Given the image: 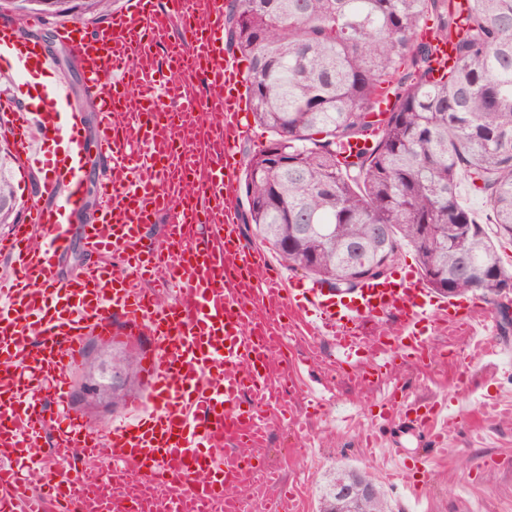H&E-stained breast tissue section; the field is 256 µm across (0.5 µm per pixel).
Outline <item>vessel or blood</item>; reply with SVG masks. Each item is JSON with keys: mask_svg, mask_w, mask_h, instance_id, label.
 I'll use <instances>...</instances> for the list:
<instances>
[{"mask_svg": "<svg viewBox=\"0 0 512 512\" xmlns=\"http://www.w3.org/2000/svg\"><path fill=\"white\" fill-rule=\"evenodd\" d=\"M226 6L126 0L105 28L59 27L95 103L97 150L110 170L98 181L97 216L81 227L93 260L67 276L60 259L83 205L82 118L52 59L0 26V70L47 79L37 103L8 111L21 172L42 177L25 220L0 237L12 267L0 278V512H245L236 488L250 481L251 452L269 438L265 407L282 399L284 313L333 336L337 364L352 369L376 320L395 322L396 333L368 359L370 370L425 361L433 321L489 345L493 316L461 312L458 299L432 294L416 275L339 295L275 273L244 241L237 147L250 113L239 64L224 51ZM35 126L48 143L37 153L28 149ZM163 288L176 298L160 302ZM116 322L150 345L146 401L106 434L73 413L56 419L84 336L109 338ZM398 411L431 448L459 418L439 403L424 409L388 394L382 422ZM47 446L57 466L29 487L35 451Z\"/></svg>", "mask_w": 512, "mask_h": 512, "instance_id": "1", "label": "vessel or blood"}]
</instances>
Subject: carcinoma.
Returning <instances> with one entry per match:
<instances>
[{
    "label": "carcinoma",
    "mask_w": 512,
    "mask_h": 512,
    "mask_svg": "<svg viewBox=\"0 0 512 512\" xmlns=\"http://www.w3.org/2000/svg\"><path fill=\"white\" fill-rule=\"evenodd\" d=\"M109 5L56 0L53 13ZM224 30L272 134L246 164L245 223L280 260L354 289L408 246L429 287L499 305L512 273L458 186L481 182L489 223L512 236V0H228ZM436 41L452 51L443 73ZM352 140L366 144L353 159L340 153ZM11 160L1 147L0 224Z\"/></svg>",
    "instance_id": "carcinoma-1"
}]
</instances>
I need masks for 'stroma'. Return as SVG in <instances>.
Wrapping results in <instances>:
<instances>
[{"label":"stroma","instance_id":"obj_1","mask_svg":"<svg viewBox=\"0 0 512 512\" xmlns=\"http://www.w3.org/2000/svg\"><path fill=\"white\" fill-rule=\"evenodd\" d=\"M0 21L14 24L20 39L43 46L66 76L71 104L83 113L85 203L72 218L73 228H81L97 213V181L106 168L95 148L98 128L91 98L78 66L55 35L61 19L32 11L19 26L8 13L1 14ZM295 333L300 340L293 345L290 367L296 373L297 388L287 402L301 414L302 421L295 446L286 448L282 442L289 427L279 420L280 408L275 405L267 410L271 431L264 461L275 464L280 475L274 493L292 495L303 500L305 512H318L330 478L341 471L355 470L371 475L391 512H512V416H487L476 403L483 396H512V361H471L462 340L437 325L428 330L431 349L425 363L396 362L387 380H376L362 388L354 385L345 371H338L330 403L316 412L303 388L309 385L311 376H325L336 347L328 338L304 342V328H296ZM123 348L120 342L105 347L99 337H86L81 360L68 374L71 409L99 430L124 419L128 408L94 400L86 374L100 361L103 351L116 353ZM393 383L423 404L436 396L447 398L449 407L460 412L458 427L448 439L449 450L439 455L432 469L422 473L413 466L405 468L407 480L421 487L416 496L407 494L399 483L384 475L382 455L372 454L364 438L369 419L377 414L379 403ZM340 410L356 415L352 428H337L335 418Z\"/></svg>","mask_w":512,"mask_h":512}]
</instances>
